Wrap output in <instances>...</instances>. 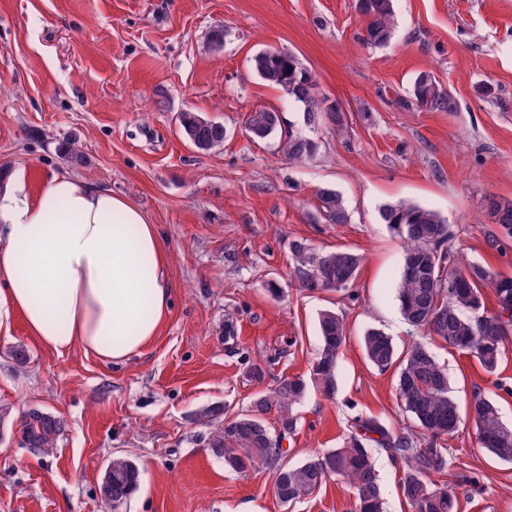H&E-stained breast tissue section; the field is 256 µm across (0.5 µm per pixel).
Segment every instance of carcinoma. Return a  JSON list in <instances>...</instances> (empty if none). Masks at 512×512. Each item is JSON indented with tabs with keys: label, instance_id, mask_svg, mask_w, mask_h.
Segmentation results:
<instances>
[{
	"label": "carcinoma",
	"instance_id": "cac0c4a2",
	"mask_svg": "<svg viewBox=\"0 0 512 512\" xmlns=\"http://www.w3.org/2000/svg\"><path fill=\"white\" fill-rule=\"evenodd\" d=\"M357 11L367 19L362 40L372 46L386 45L393 34V0H356ZM250 67L263 81L281 88L304 106L308 120L325 118L336 129L346 124L339 102L318 98L316 80L298 58L286 49H265L250 59ZM412 103L431 112H449L454 102L436 77L420 73L411 90ZM182 137L198 150L207 151L224 143L226 130L218 122L185 110L177 115ZM279 125L278 113L266 108L249 112L245 127L254 139H264ZM317 149L314 141L288 136L284 153L301 162ZM501 228L490 227L486 244L496 249L501 231L512 235V198L493 195ZM320 212L329 224H346L349 216L341 197L332 190L318 194ZM380 218L401 241L403 270L398 301L404 319L426 330L433 338L472 353L488 372L497 369L504 343L512 333V276L459 260L452 249L453 233L440 213L422 205L398 201L384 204ZM293 277L299 287L316 291L345 290L356 280L360 257L345 250L316 252L301 243L292 246ZM495 296L497 308L486 306L485 290ZM321 343L314 365L313 379L320 391L330 397L336 393L337 360L346 341V326L339 314L327 310L319 315ZM368 360L385 371L396 362L392 339L372 328L364 336ZM401 409L420 429L391 432L375 418L355 420L349 440L342 448L326 451L290 465L285 461L282 441L293 431L291 409L305 395L306 383L300 377L282 380L274 392L261 393L250 409L217 426L209 435L210 452L224 459V466L244 471L260 462L272 471L276 497L288 504L317 491L328 478L336 476L351 483L355 491L356 512H384L383 499L369 448L387 451L400 466V490L411 512H454L457 489L481 486L480 477L470 471L455 473L453 482L433 483L430 476L448 472L446 437L459 428L462 415L458 402L448 390V375L425 343L406 350L397 380ZM276 410L279 431L273 433L265 415ZM481 447L502 462L512 463V426L506 425L497 406L480 393H474L468 408ZM63 431L61 419L33 407L21 414L19 445L33 454L50 456L56 451ZM139 465L126 456L113 457L101 478L99 492L106 506L121 505L137 490Z\"/></svg>",
	"mask_w": 512,
	"mask_h": 512
}]
</instances>
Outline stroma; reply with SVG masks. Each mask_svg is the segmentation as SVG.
Listing matches in <instances>:
<instances>
[{"label": "stroma", "mask_w": 512, "mask_h": 512, "mask_svg": "<svg viewBox=\"0 0 512 512\" xmlns=\"http://www.w3.org/2000/svg\"><path fill=\"white\" fill-rule=\"evenodd\" d=\"M394 9L391 42L370 48L355 0H0V183L32 197L67 171L125 197L157 224L172 287L155 338L121 363L44 348L20 315L0 322V406L13 412L0 426V512H105L100 477L119 455L141 470L122 512H355L342 479L285 505L264 466L225 468L206 446L203 414L219 408L220 424L281 379L307 380L283 442L292 464L343 446L358 415L412 428L396 398L398 366L380 371L365 356L370 328L401 352L427 341L460 405L481 393L512 425V338L490 373L408 325L397 300L402 247L379 216L399 200L433 208L466 261L512 273V237L488 249L482 208L487 194L512 198V0H394ZM217 28L224 46L215 51ZM264 48L296 54L319 97L341 104L343 130L308 123L302 104L251 70ZM422 72L454 111L402 105ZM259 107L280 118L263 140L245 130ZM184 110L222 123L223 145L187 143L176 120ZM290 132L318 145L299 165L282 152ZM70 136L85 157L73 168L57 151ZM323 189L342 196L349 223L324 222ZM296 241L359 254L354 284L297 288ZM324 310L347 327L331 398L311 381ZM31 407L64 423L52 457L17 442L15 414ZM447 448L482 485L458 490L457 512H512V464L479 447L470 420ZM371 454L385 512H410L398 465L382 449Z\"/></svg>", "instance_id": "stroma-1"}]
</instances>
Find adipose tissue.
I'll return each instance as SVG.
<instances>
[{"instance_id":"1","label":"adipose tissue","mask_w":512,"mask_h":512,"mask_svg":"<svg viewBox=\"0 0 512 512\" xmlns=\"http://www.w3.org/2000/svg\"><path fill=\"white\" fill-rule=\"evenodd\" d=\"M167 263L156 225L102 185L57 173L35 197L0 196V312L56 352L139 354L170 304Z\"/></svg>"}]
</instances>
